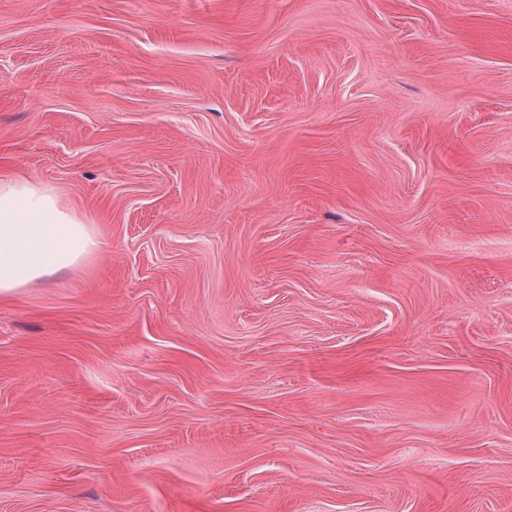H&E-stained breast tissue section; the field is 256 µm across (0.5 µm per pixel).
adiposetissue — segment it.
I'll list each match as a JSON object with an SVG mask.
<instances>
[{
	"instance_id": "1",
	"label": "adipose tissue",
	"mask_w": 512,
	"mask_h": 512,
	"mask_svg": "<svg viewBox=\"0 0 512 512\" xmlns=\"http://www.w3.org/2000/svg\"><path fill=\"white\" fill-rule=\"evenodd\" d=\"M100 247L89 224L31 177H0V298L78 266Z\"/></svg>"
}]
</instances>
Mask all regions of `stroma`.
I'll return each instance as SVG.
<instances>
[{
	"label": "stroma",
	"mask_w": 512,
	"mask_h": 512,
	"mask_svg": "<svg viewBox=\"0 0 512 512\" xmlns=\"http://www.w3.org/2000/svg\"><path fill=\"white\" fill-rule=\"evenodd\" d=\"M0 175V512H512V0H0ZM99 241L89 224L32 177H0V298L78 266Z\"/></svg>",
	"instance_id": "35a3bbf8"
}]
</instances>
